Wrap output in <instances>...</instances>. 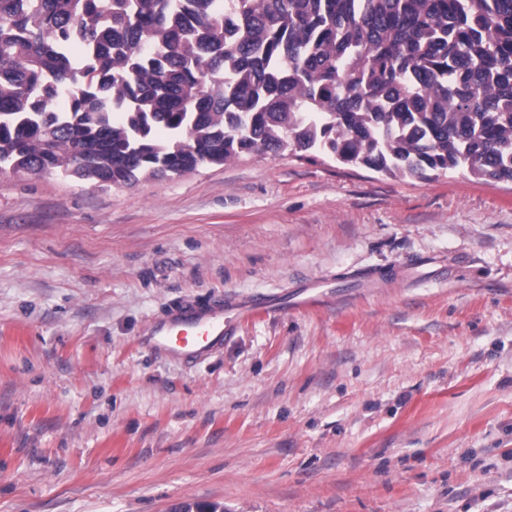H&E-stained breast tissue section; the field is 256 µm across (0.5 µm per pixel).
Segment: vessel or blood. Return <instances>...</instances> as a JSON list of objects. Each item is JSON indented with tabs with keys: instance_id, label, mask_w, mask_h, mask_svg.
I'll list each match as a JSON object with an SVG mask.
<instances>
[{
	"instance_id": "1",
	"label": "vessel or blood",
	"mask_w": 512,
	"mask_h": 512,
	"mask_svg": "<svg viewBox=\"0 0 512 512\" xmlns=\"http://www.w3.org/2000/svg\"><path fill=\"white\" fill-rule=\"evenodd\" d=\"M259 308L256 302L221 299L180 303L149 321L141 343L158 356L193 365L220 353L240 321Z\"/></svg>"
}]
</instances>
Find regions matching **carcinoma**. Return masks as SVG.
Listing matches in <instances>:
<instances>
[{
	"instance_id": "cac0c4a2",
	"label": "carcinoma",
	"mask_w": 512,
	"mask_h": 512,
	"mask_svg": "<svg viewBox=\"0 0 512 512\" xmlns=\"http://www.w3.org/2000/svg\"><path fill=\"white\" fill-rule=\"evenodd\" d=\"M288 147L512 181V0H0V169L125 186Z\"/></svg>"
}]
</instances>
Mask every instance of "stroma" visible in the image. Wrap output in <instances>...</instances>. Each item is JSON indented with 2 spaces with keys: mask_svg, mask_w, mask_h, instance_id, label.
Returning a JSON list of instances; mask_svg holds the SVG:
<instances>
[{
  "mask_svg": "<svg viewBox=\"0 0 512 512\" xmlns=\"http://www.w3.org/2000/svg\"><path fill=\"white\" fill-rule=\"evenodd\" d=\"M220 297L272 310L195 366L141 345ZM0 512H512V183L0 173Z\"/></svg>",
  "mask_w": 512,
  "mask_h": 512,
  "instance_id": "stroma-1",
  "label": "stroma"
}]
</instances>
